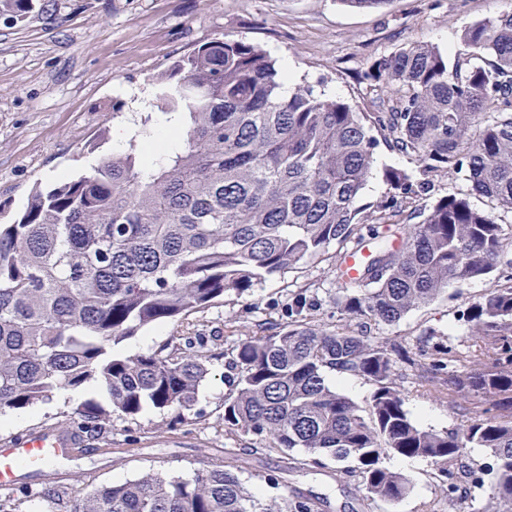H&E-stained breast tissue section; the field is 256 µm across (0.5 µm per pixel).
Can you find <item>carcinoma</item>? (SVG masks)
Masks as SVG:
<instances>
[{
  "label": "carcinoma",
  "instance_id": "carcinoma-1",
  "mask_svg": "<svg viewBox=\"0 0 512 512\" xmlns=\"http://www.w3.org/2000/svg\"><path fill=\"white\" fill-rule=\"evenodd\" d=\"M49 14L48 3L0 0V15ZM285 75L258 46L215 39L153 77L160 115L179 119L180 146L152 165V113L134 122L126 149L78 177L35 190L25 210L0 224V416L62 389L103 388L112 411L189 409L207 369L188 345L127 354L120 345L154 323L178 322L228 292L243 295L270 277L320 258L331 244L374 243L359 282L339 288L341 313L363 331L292 321L235 348L233 395L224 425L268 443L356 464L365 494L397 504L413 485L386 466L420 457L448 476L470 448L491 462L487 501L512 512V285L488 290L462 315L464 365L433 346L425 372L482 414L445 430L418 426L395 378L416 364L403 345L369 339L459 284L486 280L506 258L512 214V4L464 28L453 62L438 47L411 43L374 60L363 80L375 111ZM419 164L420 178L387 166L393 194L360 203L379 141ZM460 175L468 193L405 212L403 201L431 178ZM487 199L477 209L471 195ZM374 389L362 407L332 388L329 373ZM110 411V412H112ZM110 412L88 401L81 429L94 438ZM73 512H311L306 501L262 498L222 465L191 478L154 473L115 483Z\"/></svg>",
  "mask_w": 512,
  "mask_h": 512
}]
</instances>
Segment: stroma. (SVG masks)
Instances as JSON below:
<instances>
[{
	"label": "stroma",
	"mask_w": 512,
	"mask_h": 512,
	"mask_svg": "<svg viewBox=\"0 0 512 512\" xmlns=\"http://www.w3.org/2000/svg\"><path fill=\"white\" fill-rule=\"evenodd\" d=\"M503 7V0H388L376 9L351 8L342 0H53L49 18L0 17V224L24 210L35 186L84 173L115 152L113 132L153 109L151 77L214 39L257 45L291 83L365 110L374 92L361 75L373 60L414 42L455 53L466 26ZM333 262V253H326L251 293H229L179 322L150 326L149 342H123L125 352L137 354L202 340L208 374L195 405L165 412L147 408L133 417L113 414L103 433L83 439L74 455L20 472L18 488L0 490V500H15V512H46L51 506L72 512L112 483L148 472L187 478L220 459L250 492L276 491L310 502L314 512H483L487 500L480 479L488 455L480 448L449 465L447 480L426 459H388L391 469L413 483L406 499L389 505L368 498L347 463L326 458L313 467L302 451L277 453L225 427L232 348L286 325L295 294L306 295L310 324L356 330V322L336 308ZM505 283L499 273L449 289L374 335L419 350L432 332L444 345L465 350L470 339L463 312L487 289ZM397 373L406 408L423 428L445 429L482 411L478 403L465 412L451 409L447 394L421 379L416 368L401 364ZM90 399L109 403L104 391L87 385L10 413L0 419V442L41 430L75 432L77 408Z\"/></svg>",
	"instance_id": "35a3bbf8"
}]
</instances>
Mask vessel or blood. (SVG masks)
Here are the masks:
<instances>
[{
  "mask_svg": "<svg viewBox=\"0 0 512 512\" xmlns=\"http://www.w3.org/2000/svg\"><path fill=\"white\" fill-rule=\"evenodd\" d=\"M76 448L72 435L56 431L18 436L0 443V490L17 486L20 465L40 470L69 457Z\"/></svg>",
  "mask_w": 512,
  "mask_h": 512,
  "instance_id": "vessel-or-blood-1",
  "label": "vessel or blood"
}]
</instances>
